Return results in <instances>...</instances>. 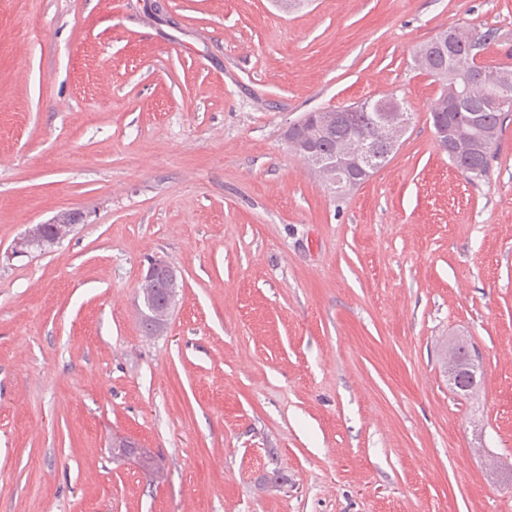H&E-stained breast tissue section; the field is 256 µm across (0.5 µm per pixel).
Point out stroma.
Returning <instances> with one entry per match:
<instances>
[{"label": "stroma", "mask_w": 512, "mask_h": 512, "mask_svg": "<svg viewBox=\"0 0 512 512\" xmlns=\"http://www.w3.org/2000/svg\"><path fill=\"white\" fill-rule=\"evenodd\" d=\"M449 27L512 67V0H0V512H512V119L482 177L438 146L413 58ZM386 95L360 185L290 151ZM402 109L403 103L394 97L375 104V110L379 111L377 115L384 120L377 139L390 151L397 148L400 136L410 121V114L406 110L401 112ZM388 110L396 112H386ZM78 221L79 218L77 217V214L63 213L53 222L32 225L26 235L15 243L14 252L16 254L25 253V249L32 247L34 244L42 240L44 231L50 227L53 229H55L58 225L73 227L75 224L79 223ZM145 278L156 283V288H165L164 292L170 297L167 304L163 306L152 305V302H157L160 299L159 292L156 288H149L147 286L142 288V297L148 298L141 301L145 317L149 324L153 327L156 326L155 315L159 312H167L172 309L173 301L176 296V288H179L178 276L176 270L164 261L153 262L147 269Z\"/></svg>", "instance_id": "1"}]
</instances>
